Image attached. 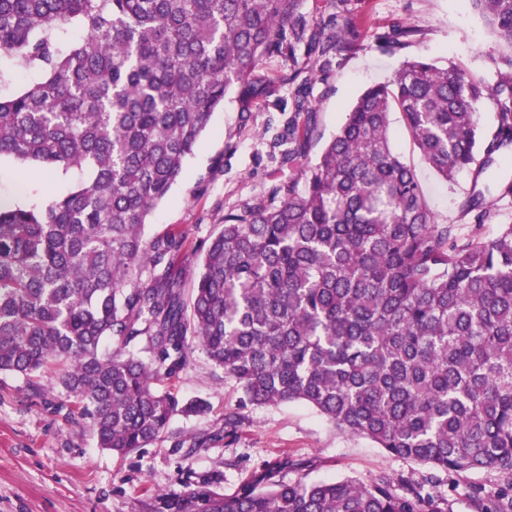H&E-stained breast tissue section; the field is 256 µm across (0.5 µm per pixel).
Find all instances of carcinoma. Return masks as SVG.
Returning <instances> with one entry per match:
<instances>
[{"label":"carcinoma","instance_id":"carcinoma-1","mask_svg":"<svg viewBox=\"0 0 512 512\" xmlns=\"http://www.w3.org/2000/svg\"><path fill=\"white\" fill-rule=\"evenodd\" d=\"M512 46V0H467ZM297 0H0V158L59 183L0 200V374L75 399L119 455L165 431L178 401L154 384L202 349L241 406L300 402L388 453L430 466L286 482L276 468L224 495L211 482L151 496L149 512H443L437 474L497 472L477 512H512V224L490 237L440 224L390 139V112L444 180L512 144V75L489 84L411 60L358 95L315 159L311 83L295 93L283 163L301 177L224 214L189 292L186 238L143 226L233 86L252 105L268 57L345 42L307 30ZM500 103L491 139L478 103ZM145 340L147 359L128 351ZM118 341L111 354L105 341ZM32 171H39L43 174V179L41 180H35L31 178V172ZM27 183L29 186V189L31 191V194L29 196L22 198V200H27L31 202H37L42 200L43 198L50 195L54 189V187L57 186V183H55V179L48 174H44L42 171L38 169H31L28 172L27 175Z\"/></svg>","mask_w":512,"mask_h":512}]
</instances>
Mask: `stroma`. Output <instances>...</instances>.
Listing matches in <instances>:
<instances>
[{
	"label": "stroma",
	"instance_id": "stroma-1",
	"mask_svg": "<svg viewBox=\"0 0 512 512\" xmlns=\"http://www.w3.org/2000/svg\"><path fill=\"white\" fill-rule=\"evenodd\" d=\"M297 15L311 28L352 19L349 47L337 48L321 62L301 41L294 58L270 57L256 83L271 91L259 96L251 111H242L237 91H230L186 158L184 178L145 224V237L173 229L196 249L221 230L225 213L268 197L291 177L282 153L288 148L296 90L293 73L312 84L316 128L309 153L314 156L356 97L388 81L405 61L453 65L492 84L506 74L504 62L512 57V48L497 40L465 0H299ZM390 132L424 184L439 223L484 236L512 224L511 198L497 201L493 219L474 227L472 215L461 210L472 190L471 172L442 181L422 161L399 113L391 115ZM156 388L173 393L180 403L166 433L120 456L98 448L89 420L72 414L64 396L32 389L20 377L0 376V512H146L149 494L181 489L186 476L217 480L218 491L232 494L268 465L279 467L287 481H365L382 472L417 480L427 472L424 465L338 429L305 404L241 406L235 384L199 350L185 370L163 378ZM191 402L197 410L185 411ZM238 406L245 422L230 439L224 435V413ZM199 437L204 446L193 448ZM475 486L493 493L494 472L442 475L436 491L445 512H475L470 496Z\"/></svg>",
	"mask_w": 512,
	"mask_h": 512
}]
</instances>
